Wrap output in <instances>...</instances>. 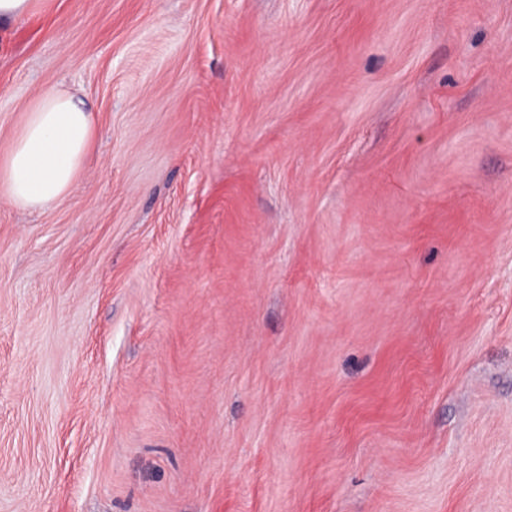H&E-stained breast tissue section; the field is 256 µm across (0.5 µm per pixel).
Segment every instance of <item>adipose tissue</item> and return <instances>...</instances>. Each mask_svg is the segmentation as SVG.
Returning <instances> with one entry per match:
<instances>
[{"label":"adipose tissue","mask_w":512,"mask_h":512,"mask_svg":"<svg viewBox=\"0 0 512 512\" xmlns=\"http://www.w3.org/2000/svg\"><path fill=\"white\" fill-rule=\"evenodd\" d=\"M94 137L93 113L83 99L56 89L39 93L0 154V199L29 211L65 199Z\"/></svg>","instance_id":"adipose-tissue-1"}]
</instances>
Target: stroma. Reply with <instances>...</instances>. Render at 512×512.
Listing matches in <instances>:
<instances>
[{"mask_svg":"<svg viewBox=\"0 0 512 512\" xmlns=\"http://www.w3.org/2000/svg\"><path fill=\"white\" fill-rule=\"evenodd\" d=\"M70 195L0 201V512H512V0H52Z\"/></svg>","mask_w":512,"mask_h":512,"instance_id":"stroma-1","label":"stroma"}]
</instances>
